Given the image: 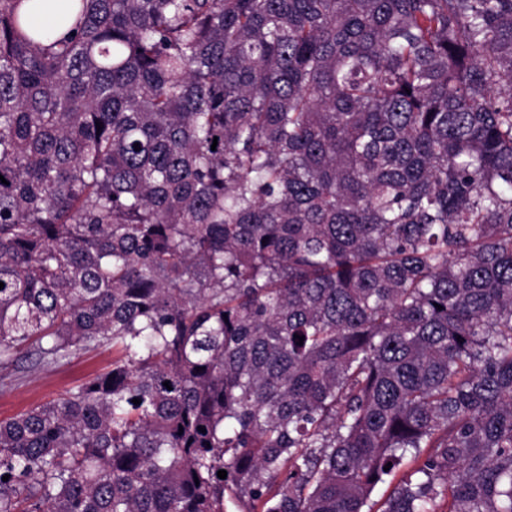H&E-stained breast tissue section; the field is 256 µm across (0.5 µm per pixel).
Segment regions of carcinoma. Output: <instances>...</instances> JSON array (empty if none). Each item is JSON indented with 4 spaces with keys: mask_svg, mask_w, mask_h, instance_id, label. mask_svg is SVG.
I'll return each mask as SVG.
<instances>
[{
    "mask_svg": "<svg viewBox=\"0 0 512 512\" xmlns=\"http://www.w3.org/2000/svg\"><path fill=\"white\" fill-rule=\"evenodd\" d=\"M63 5L0 0V366L113 358L0 512H512V0Z\"/></svg>",
    "mask_w": 512,
    "mask_h": 512,
    "instance_id": "carcinoma-1",
    "label": "carcinoma"
}]
</instances>
